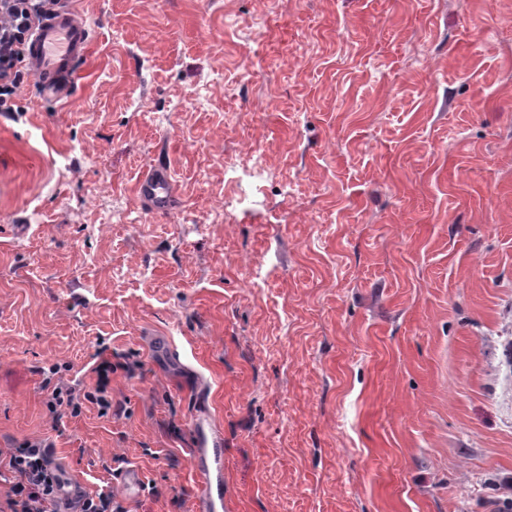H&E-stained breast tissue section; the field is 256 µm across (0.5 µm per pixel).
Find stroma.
<instances>
[{
    "mask_svg": "<svg viewBox=\"0 0 512 512\" xmlns=\"http://www.w3.org/2000/svg\"><path fill=\"white\" fill-rule=\"evenodd\" d=\"M80 10L72 96L0 116V501L42 439L192 512L202 408L224 512H512V0ZM103 356L122 413H49ZM136 194L154 216H166L178 204L171 171L161 162L153 164L142 174L136 185Z\"/></svg>",
    "mask_w": 512,
    "mask_h": 512,
    "instance_id": "35a3bbf8",
    "label": "stroma"
}]
</instances>
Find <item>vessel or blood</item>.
I'll return each instance as SVG.
<instances>
[{
    "instance_id": "b4317fda",
    "label": "vessel or blood",
    "mask_w": 512,
    "mask_h": 512,
    "mask_svg": "<svg viewBox=\"0 0 512 512\" xmlns=\"http://www.w3.org/2000/svg\"><path fill=\"white\" fill-rule=\"evenodd\" d=\"M77 0H58L36 21L26 47L25 64L37 81L45 98L70 96L72 78L87 56L91 30L77 5ZM138 198L155 216L170 214L178 204L175 184L169 167L153 164L136 185ZM196 446L192 466L199 492L195 512H220L224 506V440L208 416H199L194 426ZM84 493L80 480L62 476L57 489L59 512H78Z\"/></svg>"
}]
</instances>
